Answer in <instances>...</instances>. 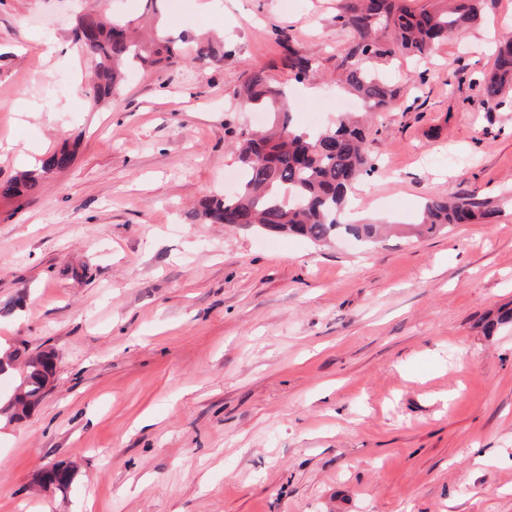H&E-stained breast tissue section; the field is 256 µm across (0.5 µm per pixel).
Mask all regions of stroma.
<instances>
[{"label":"stroma","mask_w":512,"mask_h":512,"mask_svg":"<svg viewBox=\"0 0 512 512\" xmlns=\"http://www.w3.org/2000/svg\"><path fill=\"white\" fill-rule=\"evenodd\" d=\"M89 2L0 0V180L74 149L0 202V349L56 354L44 400L0 424V512H512V325L479 328L512 306V88L500 106L481 91L512 0L388 64L402 92L368 121L377 169L352 211L415 224L425 199L473 191L498 214L371 249L194 215L270 119L237 96L253 69L303 100L296 124L335 122L336 0H112L225 56L135 71L97 107L84 57L62 54ZM284 34L322 80L281 66ZM55 462L71 487L39 490ZM72 155L71 151L62 147L42 160L40 172L30 171L19 177L0 181V201L13 202L33 195L40 185L42 175L65 169L71 163Z\"/></svg>","instance_id":"1"}]
</instances>
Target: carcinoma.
<instances>
[{
	"label": "carcinoma",
	"instance_id": "obj_1",
	"mask_svg": "<svg viewBox=\"0 0 512 512\" xmlns=\"http://www.w3.org/2000/svg\"><path fill=\"white\" fill-rule=\"evenodd\" d=\"M485 0H449L444 8H419L408 0H339L336 21L353 40L345 55L336 59V71L344 88L357 97L364 111H391L400 89L383 71L369 67L379 60L409 55L428 59L442 41L466 31L481 16ZM74 43L90 58V84L95 102L113 101L119 94L126 70L171 67L185 57L219 61L223 48L198 41L183 48L184 40L164 36L142 43L132 23L98 6L81 15L71 30ZM281 64L303 82L322 73L318 58L283 42ZM512 86V40L499 47L492 72L484 81L488 103L500 104L504 90ZM240 97L252 107L275 116L268 132H245L235 143L242 165L239 188L221 198L201 203V215L210 224L255 227L265 234L303 237L314 244L349 236L375 244L383 236L384 224L343 222L348 194L354 183L374 170L372 140L365 125L348 116L307 137L297 133L285 93L269 81L262 68L253 70L241 86ZM72 161V152L62 147L42 160L40 171L0 181V201L13 202L33 195L42 175L62 170ZM488 201L471 191L451 200L431 197L422 204V220L413 225L416 235L451 230L487 217ZM512 324V308H500L487 319L484 331ZM20 360L24 372L8 400L12 416L27 414L42 400L50 377V364L42 353L14 351L0 357V376ZM44 480L64 493L72 485L74 472L61 463L44 474Z\"/></svg>",
	"mask_w": 512,
	"mask_h": 512
}]
</instances>
